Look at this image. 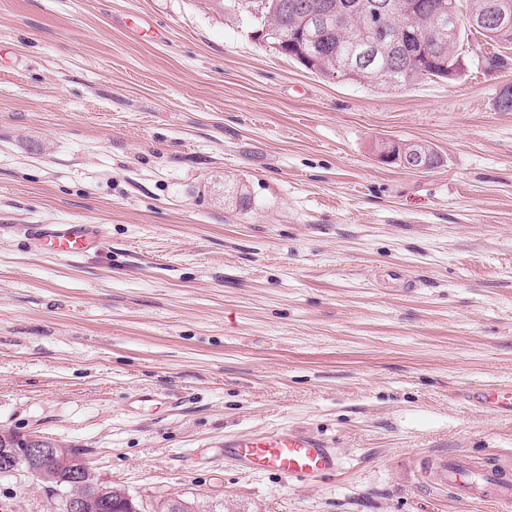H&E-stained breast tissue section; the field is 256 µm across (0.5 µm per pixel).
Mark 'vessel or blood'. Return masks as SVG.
<instances>
[{"label":"vessel or blood","instance_id":"obj_1","mask_svg":"<svg viewBox=\"0 0 512 512\" xmlns=\"http://www.w3.org/2000/svg\"><path fill=\"white\" fill-rule=\"evenodd\" d=\"M26 234L37 251L66 258L83 256L104 240L98 224H31ZM476 400L498 415L512 417L511 385L484 390ZM223 455L239 467L273 471L291 480L313 479L341 466L327 442L288 429L227 439ZM423 473L430 489L448 492L457 500L512 504V471L500 464L479 465L465 456L441 454L425 459Z\"/></svg>","mask_w":512,"mask_h":512}]
</instances>
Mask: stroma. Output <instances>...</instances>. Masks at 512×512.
<instances>
[{
	"label": "stroma",
	"instance_id": "35a3bbf8",
	"mask_svg": "<svg viewBox=\"0 0 512 512\" xmlns=\"http://www.w3.org/2000/svg\"><path fill=\"white\" fill-rule=\"evenodd\" d=\"M233 0H0V429L80 449L146 512H497L429 454L512 464V46L406 89L321 77ZM431 145L415 171L378 140ZM245 186L248 209L232 199ZM30 224H100L80 258ZM279 428L333 477L224 461ZM59 495L0 478V512ZM477 402L501 416L512 417V386L484 390L477 394Z\"/></svg>",
	"mask_w": 512,
	"mask_h": 512
}]
</instances>
